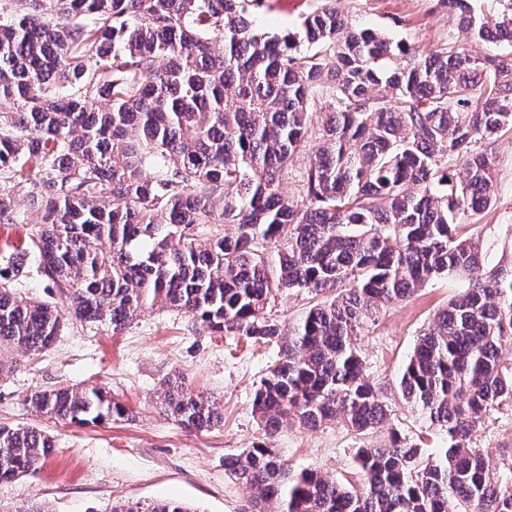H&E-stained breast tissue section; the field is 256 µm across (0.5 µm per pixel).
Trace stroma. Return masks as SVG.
I'll return each instance as SVG.
<instances>
[{
	"instance_id": "obj_1",
	"label": "stroma",
	"mask_w": 512,
	"mask_h": 512,
	"mask_svg": "<svg viewBox=\"0 0 512 512\" xmlns=\"http://www.w3.org/2000/svg\"><path fill=\"white\" fill-rule=\"evenodd\" d=\"M317 5L318 0H270L256 26L272 35L297 30ZM336 7L356 26L380 30L420 56L448 44L512 58V44L473 39L439 0H337ZM490 149L497 201L457 232L494 263L512 258V131L500 132ZM460 290L459 280L437 278L410 299L382 309L357 341L392 423L406 440L422 442L429 456L442 447L443 437L402 399L399 381L420 331ZM278 353L274 343L196 333L184 315L154 308L116 335L107 326L70 318L47 353L4 351L0 358L10 369L0 376V425L42 430L56 448L24 475L0 479V512H23L34 503L45 512H109L116 502L161 499L199 512H252L249 490L226 475L224 459L256 445L275 448L294 468L358 482L357 449L387 444L386 430L359 439L336 421L315 429L290 424L270 436L254 417V392ZM176 373L217 401L224 417L219 426L189 431L160 414V383ZM66 386L99 388L135 417L79 425L35 412L24 402L33 390ZM474 442L493 461L511 460L512 408L493 411Z\"/></svg>"
}]
</instances>
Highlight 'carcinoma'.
<instances>
[{
  "instance_id": "1",
  "label": "carcinoma",
  "mask_w": 512,
  "mask_h": 512,
  "mask_svg": "<svg viewBox=\"0 0 512 512\" xmlns=\"http://www.w3.org/2000/svg\"><path fill=\"white\" fill-rule=\"evenodd\" d=\"M0 7V224L37 216L4 254L0 349L49 350L64 318L17 291L30 259L87 324L122 332L150 305L224 336L281 343L252 401L269 434L342 420L360 448L354 485L294 470L267 445L224 459L258 512H512L509 476L471 444L512 406V263L457 237L496 200L488 149L512 129V63L442 46L425 58L319 0L297 32H258L268 0H7ZM473 38L512 39L495 16L444 0ZM307 156L298 198L280 191ZM460 164L449 172L450 162ZM154 170L147 177L145 170ZM464 288L419 334L400 387L447 438L433 457L388 426L357 346L363 324L428 282ZM284 289L312 303L284 331L266 316ZM25 401L82 424L129 410L97 388L39 389ZM161 412L217 426L210 397L164 380ZM55 450L32 427L0 426V478ZM110 512H196L164 500Z\"/></svg>"
}]
</instances>
